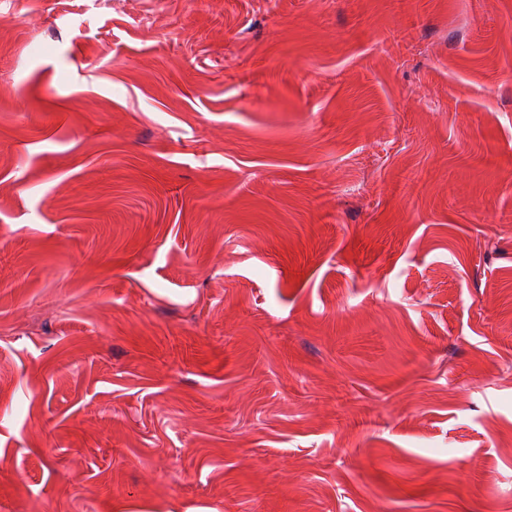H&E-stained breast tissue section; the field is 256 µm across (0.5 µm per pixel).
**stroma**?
Wrapping results in <instances>:
<instances>
[{"label": "stroma", "instance_id": "35a3bbf8", "mask_svg": "<svg viewBox=\"0 0 512 512\" xmlns=\"http://www.w3.org/2000/svg\"><path fill=\"white\" fill-rule=\"evenodd\" d=\"M0 512H512V0H0Z\"/></svg>", "mask_w": 512, "mask_h": 512}]
</instances>
